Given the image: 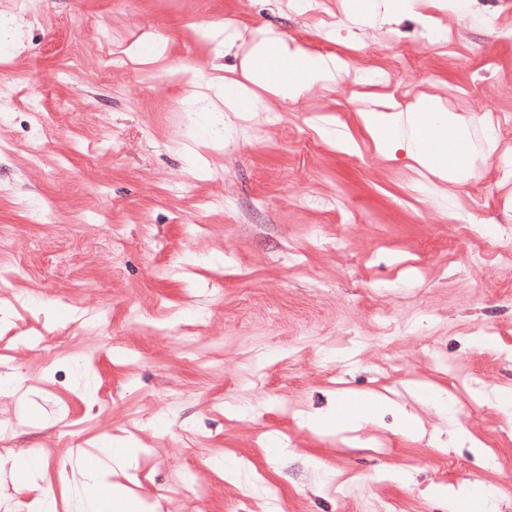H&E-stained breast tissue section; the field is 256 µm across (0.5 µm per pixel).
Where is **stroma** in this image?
I'll use <instances>...</instances> for the list:
<instances>
[{
    "instance_id": "stroma-1",
    "label": "stroma",
    "mask_w": 512,
    "mask_h": 512,
    "mask_svg": "<svg viewBox=\"0 0 512 512\" xmlns=\"http://www.w3.org/2000/svg\"><path fill=\"white\" fill-rule=\"evenodd\" d=\"M365 2L320 0L318 13L298 14L288 0H0L19 28L18 40L0 44V90L13 96L0 112L10 144L0 155V266L16 272L0 307L30 302L0 318V379L44 383L28 418L18 398L0 396V424L15 427L0 443V487L38 449L40 474L20 489L28 512L48 495L56 512H71V427L82 459L102 470L110 443L143 451L130 475L113 473L120 488L105 493L103 512H142L163 496L180 512H448L423 489L464 480L481 481L512 512V420L489 405L454 399L477 454L435 446L437 419L423 407L424 434H400L387 412L368 446L300 421L347 391L395 393L392 361L409 382L442 390L445 361L470 388L512 387V267L460 221L494 218L498 236L512 239V166L477 160L476 178L443 208L418 190L404 152L376 153L357 113L429 97L472 118L512 110V0H477L461 23L437 0H419V15L446 30L436 43L417 17L352 35L345 15ZM228 23L247 38L266 26L342 58L344 89L316 87L232 116L229 143L167 148L182 132L185 96L240 77L239 57L218 53ZM108 52L124 66L104 74ZM326 122L345 128L358 154L320 139L314 127ZM35 137L44 144L36 161ZM207 197L223 208H202ZM23 199L48 205L53 223H30ZM190 224L207 230L188 235ZM477 252L486 260L472 262ZM182 254L190 270L171 272L168 260ZM80 308L105 309L110 330L75 319ZM485 333L489 343L473 348L471 336ZM19 336L30 344L16 347ZM260 352L272 358L253 382ZM233 397L264 406L230 419ZM45 410L56 416L47 427ZM271 434L291 456L265 452ZM229 455L276 485L278 502L225 483L212 463ZM315 458L333 472L329 484L311 471ZM391 469L413 471L416 486L384 479Z\"/></svg>"
}]
</instances>
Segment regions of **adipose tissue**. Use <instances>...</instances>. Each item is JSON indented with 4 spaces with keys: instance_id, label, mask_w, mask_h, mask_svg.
<instances>
[{
    "instance_id": "obj_1",
    "label": "adipose tissue",
    "mask_w": 512,
    "mask_h": 512,
    "mask_svg": "<svg viewBox=\"0 0 512 512\" xmlns=\"http://www.w3.org/2000/svg\"><path fill=\"white\" fill-rule=\"evenodd\" d=\"M417 2L371 0L370 12L350 11L345 25L364 35L377 25L415 14ZM274 57L287 61V77H270L267 63ZM339 67L335 56L307 52L283 34L264 28L240 60L243 81L212 86L210 93L191 94L182 104L186 111L196 114L199 134L217 132L228 139L232 131L226 126L217 127V112L221 109L246 112L257 106V99L250 94L251 87H261L281 101H293L315 86L335 89ZM359 116L379 155L391 159L397 151H404L409 160L439 181L457 187L465 186L473 178L475 159L491 157L499 147L497 128L486 122L478 124L464 119L438 99L418 100L403 107L393 105L386 110L363 109ZM409 395L414 403L430 408L437 417L438 424L431 433L433 442L444 448H457L467 442V433L458 423L452 401L425 386L412 388ZM348 403L356 408L353 416H345L338 408L326 414L308 412L303 416V424L319 432L360 431L375 425L379 414L389 409L397 416L401 433L414 434L422 427L419 417L400 402L375 400L366 408L360 398L352 397ZM70 469L74 485L73 512H101L102 488L96 470L77 461L71 463Z\"/></svg>"
}]
</instances>
